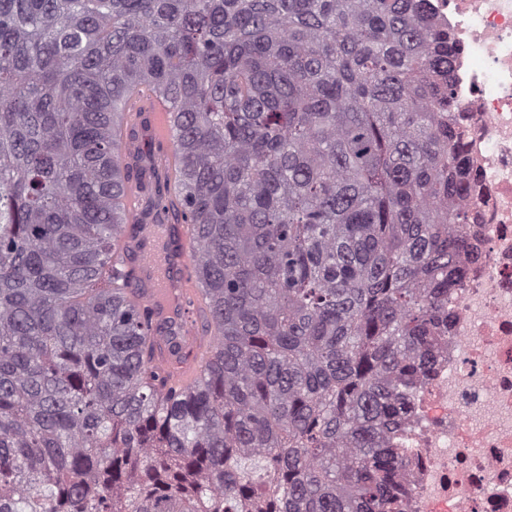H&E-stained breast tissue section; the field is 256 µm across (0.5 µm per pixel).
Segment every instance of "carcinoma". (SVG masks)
Listing matches in <instances>:
<instances>
[{
	"mask_svg": "<svg viewBox=\"0 0 512 512\" xmlns=\"http://www.w3.org/2000/svg\"><path fill=\"white\" fill-rule=\"evenodd\" d=\"M425 0H0V512H402L393 434L469 247L452 40ZM172 141L218 337L145 377L118 139ZM123 112V125L128 130L127 135L135 126L140 125L144 116H149L154 133V152L162 158L161 172H166L173 159V151L170 148L172 112L167 101L159 96L152 86H147L126 99Z\"/></svg>",
	"mask_w": 512,
	"mask_h": 512,
	"instance_id": "cac0c4a2",
	"label": "carcinoma"
}]
</instances>
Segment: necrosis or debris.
<instances>
[{
  "label": "necrosis or debris",
  "instance_id": "4bbe7bcc",
  "mask_svg": "<svg viewBox=\"0 0 512 512\" xmlns=\"http://www.w3.org/2000/svg\"><path fill=\"white\" fill-rule=\"evenodd\" d=\"M456 45L473 251L432 372L393 439L405 512H512V0H427Z\"/></svg>",
  "mask_w": 512,
  "mask_h": 512
}]
</instances>
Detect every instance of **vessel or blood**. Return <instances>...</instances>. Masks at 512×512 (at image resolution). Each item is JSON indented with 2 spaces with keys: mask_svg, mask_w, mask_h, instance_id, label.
<instances>
[{
  "mask_svg": "<svg viewBox=\"0 0 512 512\" xmlns=\"http://www.w3.org/2000/svg\"><path fill=\"white\" fill-rule=\"evenodd\" d=\"M150 118L155 151L163 166H170L172 112L167 101L153 87L147 86L130 95L124 106L126 129ZM166 224L142 226L137 244L140 264L136 268L140 304L150 315L152 328H166L155 350V363L149 383L165 380L174 389H185L197 377L201 359L209 357L213 340L198 333L197 316L206 308L205 295L197 283L196 272L186 250L163 256L152 243L169 232Z\"/></svg>",
  "mask_w": 512,
  "mask_h": 512,
  "instance_id": "vessel-or-blood-1",
  "label": "vessel or blood"
}]
</instances>
